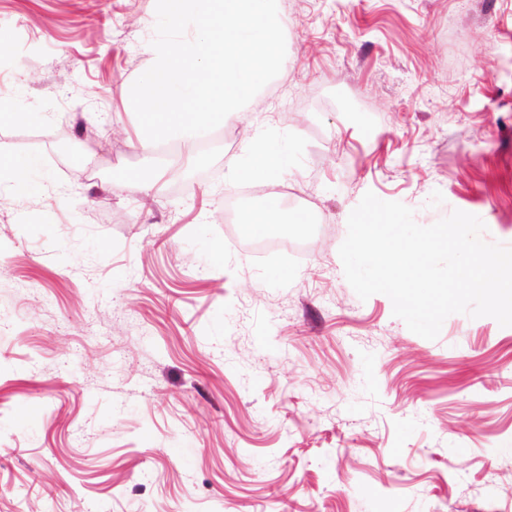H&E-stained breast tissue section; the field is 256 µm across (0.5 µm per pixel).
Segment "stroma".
<instances>
[{"mask_svg": "<svg viewBox=\"0 0 512 512\" xmlns=\"http://www.w3.org/2000/svg\"><path fill=\"white\" fill-rule=\"evenodd\" d=\"M278 5L288 62L214 134L280 146L302 256L226 222L268 192L242 147L140 148L156 0H0V150L36 161L0 182V512H512V326L425 339L338 253L369 191L512 245V0ZM34 160L27 155H1L0 178H4L13 194L19 199H28L34 192L32 172Z\"/></svg>", "mask_w": 512, "mask_h": 512, "instance_id": "1", "label": "stroma"}]
</instances>
